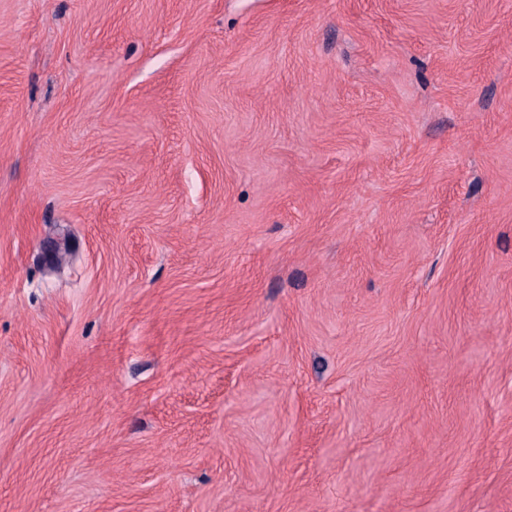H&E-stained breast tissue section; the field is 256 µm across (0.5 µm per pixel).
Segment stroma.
Segmentation results:
<instances>
[{"mask_svg":"<svg viewBox=\"0 0 512 512\" xmlns=\"http://www.w3.org/2000/svg\"><path fill=\"white\" fill-rule=\"evenodd\" d=\"M0 512H512V0H0Z\"/></svg>","mask_w":512,"mask_h":512,"instance_id":"stroma-1","label":"stroma"}]
</instances>
